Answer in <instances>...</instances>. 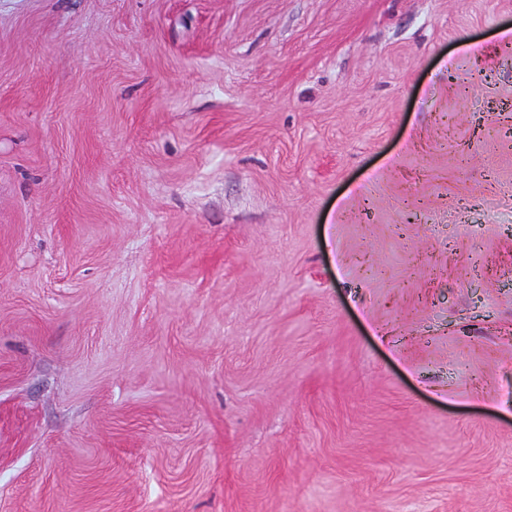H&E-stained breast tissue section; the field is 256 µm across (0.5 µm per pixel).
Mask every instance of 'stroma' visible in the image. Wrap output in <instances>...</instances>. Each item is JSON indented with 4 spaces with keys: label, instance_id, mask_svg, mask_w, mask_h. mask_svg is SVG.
<instances>
[{
    "label": "stroma",
    "instance_id": "stroma-1",
    "mask_svg": "<svg viewBox=\"0 0 512 512\" xmlns=\"http://www.w3.org/2000/svg\"><path fill=\"white\" fill-rule=\"evenodd\" d=\"M0 512H512V0H0Z\"/></svg>",
    "mask_w": 512,
    "mask_h": 512
}]
</instances>
